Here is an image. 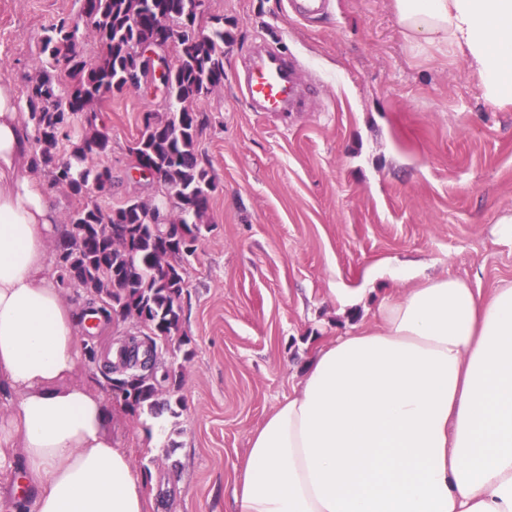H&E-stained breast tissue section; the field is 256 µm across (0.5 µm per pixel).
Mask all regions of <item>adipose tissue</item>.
I'll return each mask as SVG.
<instances>
[{"mask_svg":"<svg viewBox=\"0 0 512 512\" xmlns=\"http://www.w3.org/2000/svg\"><path fill=\"white\" fill-rule=\"evenodd\" d=\"M405 38L460 56L484 98L512 105V0H392ZM0 81V468L22 460L32 512H150L79 382L83 321L50 246L56 213L29 173L32 128ZM407 282L373 326L337 336L255 428L234 512H512V282L393 267Z\"/></svg>","mask_w":512,"mask_h":512,"instance_id":"adipose-tissue-1","label":"adipose tissue"}]
</instances>
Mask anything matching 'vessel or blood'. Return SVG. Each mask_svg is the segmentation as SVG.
Returning <instances> with one entry per match:
<instances>
[{
    "label": "vessel or blood",
    "mask_w": 512,
    "mask_h": 512,
    "mask_svg": "<svg viewBox=\"0 0 512 512\" xmlns=\"http://www.w3.org/2000/svg\"><path fill=\"white\" fill-rule=\"evenodd\" d=\"M327 0H288L292 16L305 21L320 15ZM307 85L299 75L296 59L283 51L258 43L246 67L241 91L255 112H287L303 104Z\"/></svg>",
    "instance_id": "b4317fda"
}]
</instances>
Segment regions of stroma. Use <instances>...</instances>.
Segmentation results:
<instances>
[{
  "instance_id": "obj_1",
  "label": "stroma",
  "mask_w": 512,
  "mask_h": 512,
  "mask_svg": "<svg viewBox=\"0 0 512 512\" xmlns=\"http://www.w3.org/2000/svg\"><path fill=\"white\" fill-rule=\"evenodd\" d=\"M78 0H0V79L18 91L36 73L43 27ZM232 35L224 86L196 102L197 140L215 176L208 224L184 265L180 333L169 354L179 403L160 418L111 403L112 435L154 497L152 512H233L249 437L293 394L319 346L371 324L398 291L384 265L452 275L483 293L512 281V106L487 102L463 60L410 43L391 0H332L312 22L287 0H205ZM296 55L317 93L304 112H254L239 77L254 43ZM110 138V204L150 189L129 149L142 115L168 104L129 88L100 101ZM357 294L341 303L336 289ZM110 322L80 340L81 379L108 393Z\"/></svg>"
}]
</instances>
